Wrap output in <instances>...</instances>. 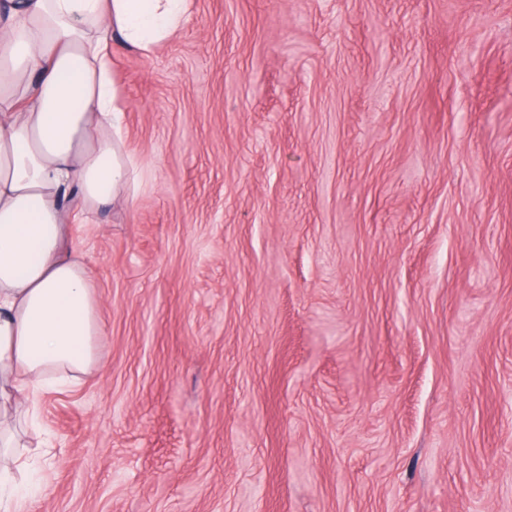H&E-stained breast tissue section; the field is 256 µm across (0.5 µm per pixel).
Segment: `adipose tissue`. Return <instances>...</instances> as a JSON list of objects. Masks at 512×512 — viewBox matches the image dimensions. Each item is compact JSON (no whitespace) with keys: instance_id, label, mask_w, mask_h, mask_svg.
I'll list each match as a JSON object with an SVG mask.
<instances>
[{"instance_id":"ef3b65f1","label":"adipose tissue","mask_w":512,"mask_h":512,"mask_svg":"<svg viewBox=\"0 0 512 512\" xmlns=\"http://www.w3.org/2000/svg\"><path fill=\"white\" fill-rule=\"evenodd\" d=\"M191 0H0V512H27L29 448L43 391L88 375L102 324L69 233L131 202L138 173L115 139L124 111L111 46L148 55L190 18Z\"/></svg>"}]
</instances>
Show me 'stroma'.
I'll use <instances>...</instances> for the list:
<instances>
[{
  "mask_svg": "<svg viewBox=\"0 0 512 512\" xmlns=\"http://www.w3.org/2000/svg\"><path fill=\"white\" fill-rule=\"evenodd\" d=\"M112 68L30 512H512V0H193Z\"/></svg>",
  "mask_w": 512,
  "mask_h": 512,
  "instance_id": "stroma-1",
  "label": "stroma"
}]
</instances>
